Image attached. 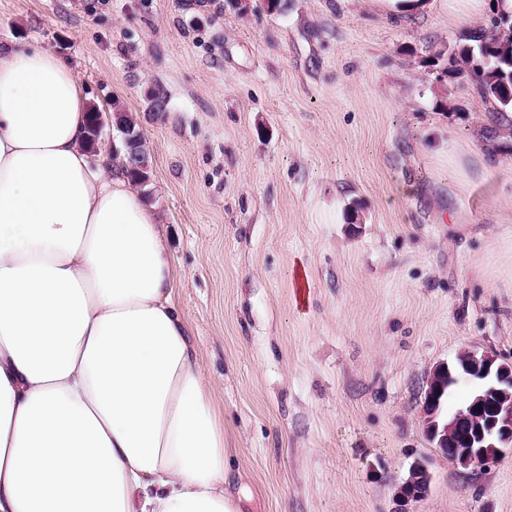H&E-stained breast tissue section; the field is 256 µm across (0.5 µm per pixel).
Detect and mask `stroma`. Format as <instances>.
<instances>
[{
    "label": "stroma",
    "mask_w": 512,
    "mask_h": 512,
    "mask_svg": "<svg viewBox=\"0 0 512 512\" xmlns=\"http://www.w3.org/2000/svg\"><path fill=\"white\" fill-rule=\"evenodd\" d=\"M465 37L448 0H0V44L48 46L144 135L244 512H393L417 459L410 512H512V453L459 472L420 421L436 365L512 361V130L470 153L495 117L432 61ZM373 10L384 16L411 17L425 12L432 6L430 0H366ZM431 475L427 464L420 459L410 467L408 478L399 486L397 499L399 504L393 512H410L407 506L424 498L430 489Z\"/></svg>",
    "instance_id": "stroma-1"
}]
</instances>
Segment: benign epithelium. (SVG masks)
I'll list each match as a JSON object with an SVG mask.
<instances>
[{"label": "benign epithelium", "mask_w": 512, "mask_h": 512, "mask_svg": "<svg viewBox=\"0 0 512 512\" xmlns=\"http://www.w3.org/2000/svg\"><path fill=\"white\" fill-rule=\"evenodd\" d=\"M117 131L129 148V159L139 165L141 155L135 152L138 134L115 122ZM470 360L464 366L451 371L447 363L439 364L427 381V388L420 411L423 433L430 444L448 459L457 470L465 472L480 464L487 468L512 450V400L503 396L512 395V362L503 361L487 352L469 351ZM457 381L466 379L478 386L482 394L473 404L478 408L488 407L485 423L468 433L466 447L461 448L448 438V425L442 424L439 416L437 393L443 379ZM431 475L427 464L417 459L410 467L408 478L397 491L398 508L394 512H410L408 505L424 498L430 489Z\"/></svg>", "instance_id": "1"}]
</instances>
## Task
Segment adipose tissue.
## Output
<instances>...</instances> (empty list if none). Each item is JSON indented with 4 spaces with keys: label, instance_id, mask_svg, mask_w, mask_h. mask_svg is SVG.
Masks as SVG:
<instances>
[{
    "label": "adipose tissue",
    "instance_id": "1",
    "mask_svg": "<svg viewBox=\"0 0 512 512\" xmlns=\"http://www.w3.org/2000/svg\"><path fill=\"white\" fill-rule=\"evenodd\" d=\"M76 71L0 46V512H242L163 225Z\"/></svg>",
    "mask_w": 512,
    "mask_h": 512
}]
</instances>
